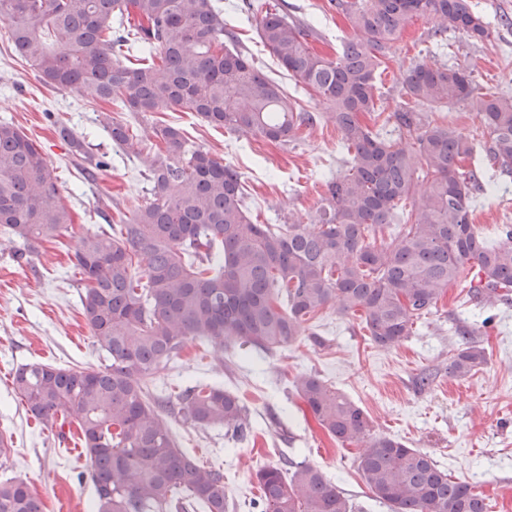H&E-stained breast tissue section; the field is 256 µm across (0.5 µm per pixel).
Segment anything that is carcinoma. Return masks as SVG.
I'll use <instances>...</instances> for the list:
<instances>
[{"label": "carcinoma", "instance_id": "1", "mask_svg": "<svg viewBox=\"0 0 512 512\" xmlns=\"http://www.w3.org/2000/svg\"><path fill=\"white\" fill-rule=\"evenodd\" d=\"M353 36L336 57L317 53L312 31L284 11L243 0L257 17L263 46L328 118L350 156L328 180L317 224H255L241 174L171 124L153 127L156 144L104 114L112 143L142 159L149 202L131 223L85 236L74 252L84 284L83 315L100 367L30 362L13 377L27 413L45 424L76 426L96 488L95 512H226L224 468L180 450L168 419L222 429L236 442L253 436L244 402L221 386L198 383L175 396L151 389L187 341L224 362L229 345L283 350L326 309L361 314L378 347L399 345L438 307L450 285L476 265L485 304L512 288V229L488 244L471 222L470 201L484 191L466 168L476 138L423 109L449 105L477 112L493 167L512 174V96L478 84L472 71L418 62L392 112L377 104V77L415 18L433 19L429 38L448 47V33L489 42L490 23L469 0H329ZM16 53L43 85L73 91L144 117L187 109L204 122L281 144L298 141L320 116L301 107L261 73L226 30L221 0H0ZM393 123L398 139L371 127ZM88 178L104 161L55 120ZM425 184L418 191L419 184ZM73 223L58 175L39 146L0 123V226L22 241H52ZM393 224L404 228L390 241ZM448 377L464 378L487 363L485 347L462 326ZM318 426L357 444V469L389 512H490L488 497L452 477L426 452L375 434L365 411L315 373L292 382ZM258 512H353L350 500L317 467L289 460L255 471ZM0 512H44L19 477L0 481Z\"/></svg>", "mask_w": 512, "mask_h": 512}]
</instances>
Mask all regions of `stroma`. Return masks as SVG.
<instances>
[{"label":"stroma","mask_w":512,"mask_h":512,"mask_svg":"<svg viewBox=\"0 0 512 512\" xmlns=\"http://www.w3.org/2000/svg\"><path fill=\"white\" fill-rule=\"evenodd\" d=\"M496 31L474 44L452 34L446 49H435L428 34L434 24L408 27L385 64L378 86L396 107L407 70L417 62L472 70L485 86L512 95V0H471ZM242 0H223L224 21L267 76L311 112H324L293 79L282 75L257 34L256 19L240 11ZM311 26L316 47L335 55L352 31L328 7V0H266ZM101 103L70 91L44 87L15 53L0 23V122L13 123L41 148L58 175L60 194L73 222L60 242H42L28 260L16 258L17 244L0 230V433L11 436L13 452L0 466V480L17 476L43 502L44 512H94L96 494L87 459L58 427L39 424L26 411L12 382L17 367L44 362L67 367L101 364L80 303L81 285L71 258L82 237L111 224L130 222L147 198L144 168L118 152L100 122ZM68 124L108 167L83 184L65 141L52 119ZM118 120L147 131L151 122L177 125L185 137L214 158L237 168L245 181L246 205L257 224H313L344 156L341 136L321 122L293 144L229 133L204 123L196 113L158 112L146 120L121 112ZM473 222L488 240L512 226V175L487 180L478 194ZM466 284L449 287L436 312L398 346L376 347L360 317L329 309L308 324L309 336L284 351L266 354L249 347L225 351L224 365L188 342L181 361L160 370L157 391L177 394L198 382L235 392L249 407L253 442L236 445L220 430L170 425L180 449L224 467L229 512H251L259 489L253 472L293 457L321 469L343 491L355 512H388L370 500L355 465L357 445L342 444L322 431L297 397L286 389L299 372H312L346 394L366 412L374 433L402 439L427 452L455 478L489 496L492 512H512V298L480 309L467 297ZM468 326L487 351L488 362L463 379L448 376V358L459 341L456 324ZM434 381L419 387L418 377Z\"/></svg>","instance_id":"stroma-1"}]
</instances>
